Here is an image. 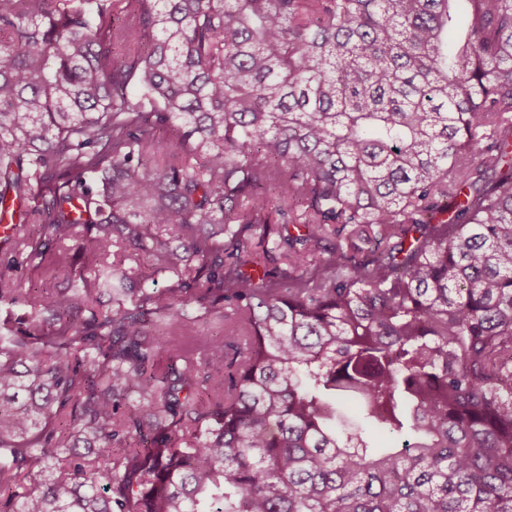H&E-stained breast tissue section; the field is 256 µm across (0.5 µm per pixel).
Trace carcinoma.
<instances>
[{
    "instance_id": "carcinoma-1",
    "label": "carcinoma",
    "mask_w": 512,
    "mask_h": 512,
    "mask_svg": "<svg viewBox=\"0 0 512 512\" xmlns=\"http://www.w3.org/2000/svg\"><path fill=\"white\" fill-rule=\"evenodd\" d=\"M2 223L0 512H512V0H0ZM18 281L23 284L24 288H35L42 290L44 293H51L67 288L70 279L67 278H50L40 270H34L30 267L22 266L15 273Z\"/></svg>"
}]
</instances>
